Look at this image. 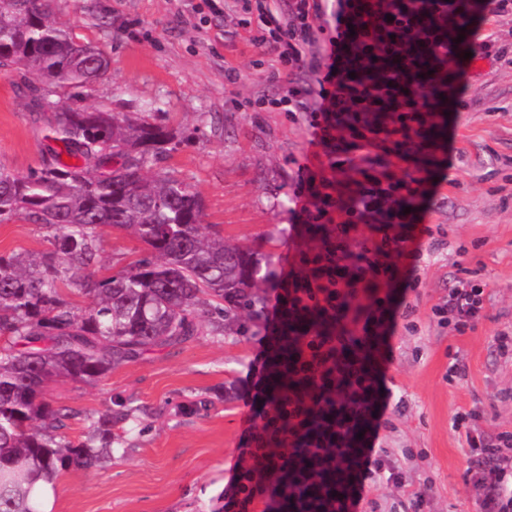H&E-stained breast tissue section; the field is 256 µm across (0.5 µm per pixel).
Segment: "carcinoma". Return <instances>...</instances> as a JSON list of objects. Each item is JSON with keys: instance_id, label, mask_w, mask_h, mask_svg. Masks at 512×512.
<instances>
[{"instance_id": "obj_1", "label": "carcinoma", "mask_w": 512, "mask_h": 512, "mask_svg": "<svg viewBox=\"0 0 512 512\" xmlns=\"http://www.w3.org/2000/svg\"><path fill=\"white\" fill-rule=\"evenodd\" d=\"M53 3L0 0V69L18 71L32 106L53 113L42 167L25 176L0 168V223L21 216L53 230L51 249L35 259L0 253V512H41L40 480L112 453V413L70 440L61 429L74 412L46 401L50 381L97 382L153 347L199 335V306L222 319L252 306L261 287L258 259L210 238L199 192L159 167L175 132L145 110L120 116L48 98L53 86L80 98L108 70L98 48L53 25ZM103 224L135 235L152 257L95 276ZM65 285L88 296L85 312Z\"/></svg>"}]
</instances>
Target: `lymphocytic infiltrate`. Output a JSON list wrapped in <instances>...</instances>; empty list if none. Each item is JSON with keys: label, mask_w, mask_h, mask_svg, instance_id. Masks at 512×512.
Listing matches in <instances>:
<instances>
[{"label": "lymphocytic infiltrate", "mask_w": 512, "mask_h": 512, "mask_svg": "<svg viewBox=\"0 0 512 512\" xmlns=\"http://www.w3.org/2000/svg\"><path fill=\"white\" fill-rule=\"evenodd\" d=\"M234 4L250 45L274 51L285 73L286 91L260 107L300 114L327 157L357 138L419 171L375 174L365 156L347 181L300 180L292 201L302 223L330 230L269 298L224 512H378L371 490L403 482L379 443L391 426L386 345L396 323L417 328L415 305L391 317L383 288L400 273L415 288L421 262L440 246L417 245L410 212L429 184L420 160L446 149L445 108L426 91L453 95L452 32L475 11L512 16V0H288L284 22L271 0ZM484 303L478 285L451 289L455 331L473 328ZM475 418L457 412L452 428L466 433L482 512H512V433L487 442L470 434Z\"/></svg>", "instance_id": "f902f5d3"}]
</instances>
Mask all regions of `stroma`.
<instances>
[{
  "label": "stroma",
  "instance_id": "35a3bbf8",
  "mask_svg": "<svg viewBox=\"0 0 512 512\" xmlns=\"http://www.w3.org/2000/svg\"><path fill=\"white\" fill-rule=\"evenodd\" d=\"M52 21L110 60L86 106L130 114L150 103L152 122L177 132L167 168L200 193L213 236L260 259L268 283L259 295L267 297L271 282L324 235L295 223L289 211L297 161L343 181L356 150L337 154L330 167L327 156H315L301 122L254 111L257 97H275L285 85L275 75L276 55H257L236 14H212L206 0H56ZM471 24L493 32L506 54L449 65L462 96L447 105L448 166L430 165L434 192L416 201L419 243L440 236L446 247L423 267L416 289L403 290L397 280L388 287L393 312L416 305L418 329L390 340L387 375L404 405L382 445L406 483H432L423 512H480L465 441L451 428L457 411L479 413L483 438L512 432V401L500 398L512 391V359L494 343L496 334L512 332V17L487 12ZM228 67L237 80L225 79ZM46 127L20 75L0 72V168L18 175L39 169ZM51 235L15 218L0 223V251L39 253ZM97 245L105 275L149 255L135 236L109 226L99 228ZM461 282L483 285L487 301L483 318L460 335L437 327L431 309ZM263 315L261 304L236 310L223 332L155 348L93 385L50 382L46 399L76 412L65 429L72 440L102 413L123 415L112 424L118 443L111 460L60 471L51 512H220ZM456 360L466 375L451 383L446 375Z\"/></svg>",
  "mask_w": 512,
  "mask_h": 512
}]
</instances>
